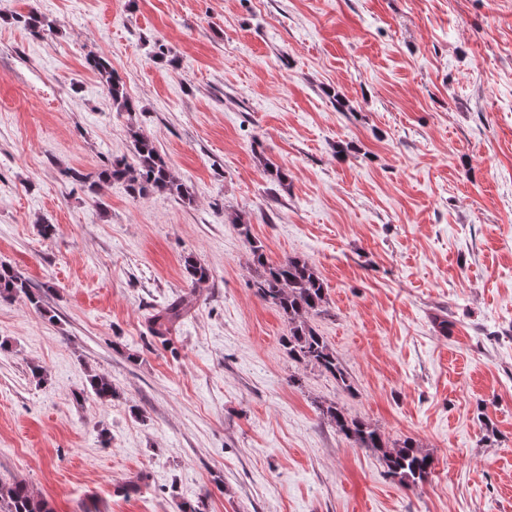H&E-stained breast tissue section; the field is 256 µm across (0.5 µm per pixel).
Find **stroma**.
I'll return each instance as SVG.
<instances>
[{
  "label": "stroma",
  "mask_w": 512,
  "mask_h": 512,
  "mask_svg": "<svg viewBox=\"0 0 512 512\" xmlns=\"http://www.w3.org/2000/svg\"><path fill=\"white\" fill-rule=\"evenodd\" d=\"M33 9L52 35L15 22ZM133 125L192 204L66 177ZM242 224L324 280L310 323L354 392L288 359ZM1 263L50 315L0 301V481L55 512H512V0H0ZM320 402L416 439L432 474L401 487ZM88 65L106 83L112 104L119 112H137L136 103L127 94L124 84L112 71V63L102 55H94L88 59ZM191 294H183L159 310L152 318V329L155 336H166L171 328L187 315L193 308Z\"/></svg>",
  "instance_id": "35a3bbf8"
}]
</instances>
